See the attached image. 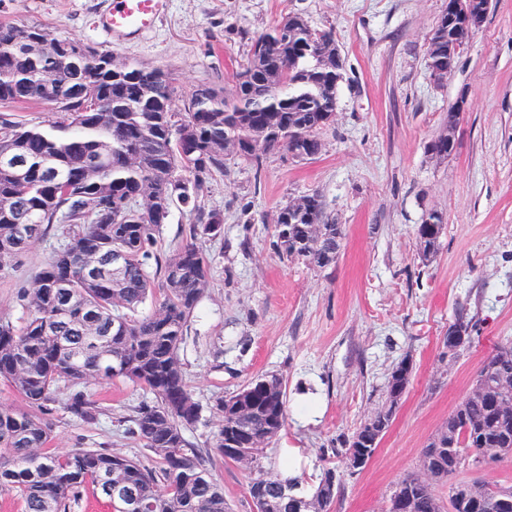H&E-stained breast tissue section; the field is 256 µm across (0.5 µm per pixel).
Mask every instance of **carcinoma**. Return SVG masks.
Wrapping results in <instances>:
<instances>
[{
    "mask_svg": "<svg viewBox=\"0 0 512 512\" xmlns=\"http://www.w3.org/2000/svg\"><path fill=\"white\" fill-rule=\"evenodd\" d=\"M37 25L0 24V104H44L59 119L44 127L0 113V267L27 251L46 228L61 224L65 244L38 272L19 301L28 318L17 329L0 321V381L11 384L32 408L57 401L58 384L75 385L123 377L154 400L133 418V433L158 467L108 451L74 448L59 455L47 448L51 434L42 417L0 406V492H14L24 512H70L87 489L112 512H228L224 493L185 429L198 421L179 359L184 330L205 290L209 258L197 240L222 233L224 215L201 205L207 179L237 156L256 170L266 155L283 150L302 160L317 156L319 133L330 126L343 80L344 60L332 31H316L299 15L283 17L251 39L231 92L201 86L172 103V78L164 70L113 60L112 67L70 69L59 59L69 38L47 37L27 47ZM431 75L441 81L457 55L448 40L432 38L427 49ZM55 67V85L42 76ZM266 147L247 150L252 143ZM276 215L274 248L282 255L325 268L340 255L341 225L329 219L321 196L300 197ZM191 206L190 242L165 260L154 253L156 235L174 208ZM22 226L35 228L23 235ZM444 225L417 227L422 260L439 251ZM121 254V266L112 256ZM96 260L98 276L85 274ZM155 311L139 316L147 300ZM412 365L391 373L388 399L347 441V448L371 447L387 432L394 396L407 390ZM512 344L500 345L478 366L474 393L458 403L422 450L447 482L463 470L478 472L473 454L500 448L512 456ZM251 411L238 447L250 458V495L265 486L267 512H301L283 480L265 470L263 447L288 418L286 385L278 375L259 376L216 404L220 424L217 455L230 460L225 442L236 435L237 409ZM66 409L83 420L96 417L95 402L83 390L68 396ZM340 472L325 464L310 497L314 512H328L340 489ZM414 500V512H442L424 473L400 479Z\"/></svg>",
    "mask_w": 512,
    "mask_h": 512,
    "instance_id": "1",
    "label": "carcinoma"
}]
</instances>
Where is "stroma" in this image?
Here are the masks:
<instances>
[{
	"label": "stroma",
	"mask_w": 512,
	"mask_h": 512,
	"mask_svg": "<svg viewBox=\"0 0 512 512\" xmlns=\"http://www.w3.org/2000/svg\"><path fill=\"white\" fill-rule=\"evenodd\" d=\"M448 0H170L156 27L115 41L99 27L112 0H0V23L37 25L119 59L171 72L172 100L193 89L231 90L256 34L285 15L333 31L345 62L322 151L299 162L276 153L262 171L227 157L201 200L223 212L220 236L202 239L210 261L203 296L179 356L201 417L185 438L207 461L229 512H254L249 471L213 450L217 401L252 378L286 383L288 424L264 450L276 474L314 484L324 462L385 405L391 372L413 367L411 384L372 460L343 472L329 512H383L390 486L418 469L423 448L468 396L474 371L512 341V0H492L453 73L432 79L431 31ZM463 106L445 159L428 146ZM318 193L344 228L336 263L324 269L273 247L278 208ZM444 220L441 248L422 261L416 230L430 212ZM65 241L55 224L0 267V320L22 326L18 294ZM477 322L469 347L446 352L457 314ZM60 383L45 414L50 448H102L154 466L131 431L152 396L124 379L86 385L96 417L65 407Z\"/></svg>",
	"instance_id": "1"
}]
</instances>
